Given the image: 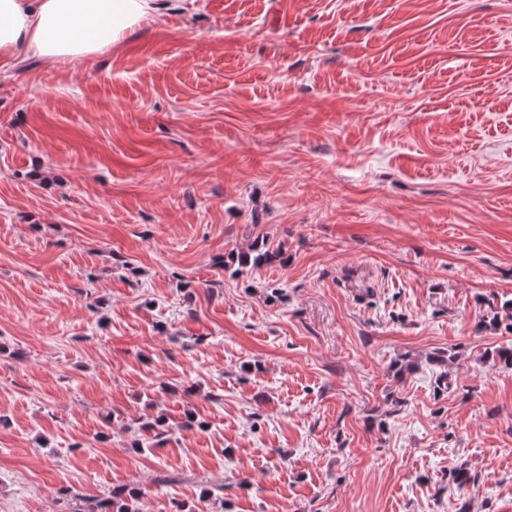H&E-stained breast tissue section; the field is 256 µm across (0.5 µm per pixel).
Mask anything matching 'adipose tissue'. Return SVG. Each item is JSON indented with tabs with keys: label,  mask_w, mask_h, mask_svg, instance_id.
I'll return each mask as SVG.
<instances>
[{
	"label": "adipose tissue",
	"mask_w": 512,
	"mask_h": 512,
	"mask_svg": "<svg viewBox=\"0 0 512 512\" xmlns=\"http://www.w3.org/2000/svg\"><path fill=\"white\" fill-rule=\"evenodd\" d=\"M164 0H0V60L30 52L57 64L121 41Z\"/></svg>",
	"instance_id": "1"
}]
</instances>
